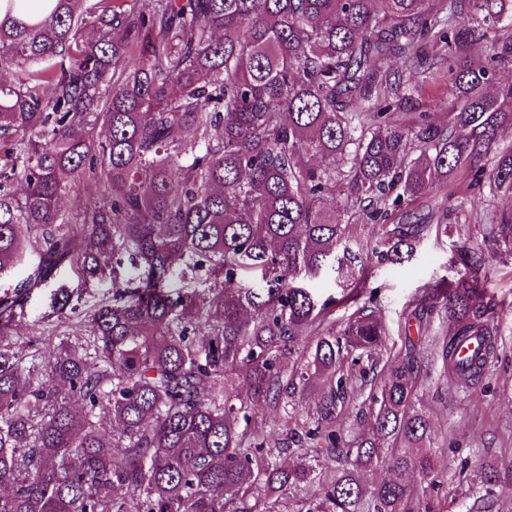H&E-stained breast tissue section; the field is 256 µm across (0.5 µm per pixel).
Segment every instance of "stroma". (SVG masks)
Returning a JSON list of instances; mask_svg holds the SVG:
<instances>
[{
  "label": "stroma",
  "instance_id": "1",
  "mask_svg": "<svg viewBox=\"0 0 512 512\" xmlns=\"http://www.w3.org/2000/svg\"><path fill=\"white\" fill-rule=\"evenodd\" d=\"M439 196L448 212L447 234L425 236L409 261L372 267L370 285L379 298L378 314L386 329L383 342L394 355L405 350L408 338L402 335L401 327L424 286L444 276L453 280L464 274V267L454 261L463 241L480 245L486 254L488 294L512 302V255L499 249L490 225L483 222L486 212L512 211V200L462 187L451 194L440 191ZM61 279L72 292L66 320L53 314L46 288L33 292L16 315L15 340L27 355L48 358L45 337L70 333L72 322L112 295V280L108 277L84 284L68 271ZM500 333L496 358L471 390H463L450 375L436 368L423 379L418 407L429 413L438 435L432 454L443 484L435 490L419 474L406 475L418 507H429L431 512H512V488L495 490L490 496L476 494L479 461H512V321H503ZM316 402V387H299L294 394L282 397L279 404L262 405L259 413L267 429L279 436L286 416L305 414Z\"/></svg>",
  "mask_w": 512,
  "mask_h": 512
}]
</instances>
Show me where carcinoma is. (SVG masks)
<instances>
[{"mask_svg": "<svg viewBox=\"0 0 512 512\" xmlns=\"http://www.w3.org/2000/svg\"><path fill=\"white\" fill-rule=\"evenodd\" d=\"M28 6L5 0L0 18V177L22 178L19 193L0 184V276L31 267L0 295V512H279L290 494L296 512H414L402 476L439 478L416 408L422 359L476 384L512 304L487 297V258L467 243L466 276L415 301L419 323L441 325L427 355L383 360L377 298L336 209L375 225L372 253L394 265L448 233L439 208L409 210L435 186L465 175L512 196V82L497 78L512 0H46L42 19ZM428 78L446 82L442 127L416 99ZM328 156L343 167L317 164ZM87 179L106 194L67 215ZM493 230L512 252V211ZM176 267L207 268L210 288H172ZM328 268L341 294L321 302L299 276ZM68 269L112 274V300L27 365L16 310ZM70 297L57 286L53 313ZM235 375L251 397L227 393ZM312 379L290 466L256 404ZM354 409L371 434L336 423ZM377 468L396 476L363 484ZM503 478L480 466L486 493Z\"/></svg>", "mask_w": 512, "mask_h": 512, "instance_id": "1", "label": "carcinoma"}]
</instances>
